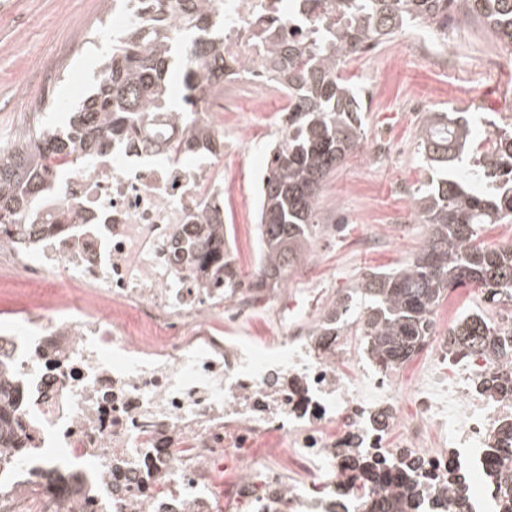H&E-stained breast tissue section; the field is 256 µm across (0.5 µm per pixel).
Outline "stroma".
Listing matches in <instances>:
<instances>
[{
    "instance_id": "obj_1",
    "label": "stroma",
    "mask_w": 512,
    "mask_h": 512,
    "mask_svg": "<svg viewBox=\"0 0 512 512\" xmlns=\"http://www.w3.org/2000/svg\"><path fill=\"white\" fill-rule=\"evenodd\" d=\"M112 0H0V147L36 126L59 129L93 93L102 61L112 51ZM408 32L379 44L373 61L349 60L344 75L356 87L377 81L378 100L365 112L360 152L330 176L318 202L314 238L320 257L292 270L289 300L311 288L324 291L323 306L352 288L365 272L390 269L421 247L425 227L398 224L412 208V193L426 178L417 153L422 114L412 111L423 96L430 112L464 111L476 137L501 122V104L512 97V67L496 77H475L470 63L505 54L484 25L467 24L463 38L440 67L412 59ZM52 98H45V91ZM245 102L261 99L271 121L241 143L240 155L224 162V231L230 254L244 280H252L259 253L255 175L266 164L267 148L280 136L282 96L240 87Z\"/></svg>"
}]
</instances>
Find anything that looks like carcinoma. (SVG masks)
Segmentation results:
<instances>
[{
    "label": "carcinoma",
    "mask_w": 512,
    "mask_h": 512,
    "mask_svg": "<svg viewBox=\"0 0 512 512\" xmlns=\"http://www.w3.org/2000/svg\"><path fill=\"white\" fill-rule=\"evenodd\" d=\"M312 28L296 39L272 42L269 61L283 67L288 81V118L284 133L267 157L256 184L261 265L250 288L259 292L281 283L305 256L317 232L315 215L323 184L361 144L364 104L355 86L340 73L348 49L373 43L421 22L448 28V9L463 19L481 20L497 39L512 48V0H308ZM168 11L180 17L173 26L139 0L140 18L112 43L98 85L63 129L32 131L0 147V225L37 224L46 197L59 191L64 167H78L112 147V136L150 122L164 112L186 125L183 151L212 148L214 135L197 123V93L224 80V0H171ZM179 67L181 104L171 102L168 82ZM492 146L479 151L462 112H427L418 130V150L433 177L413 194V205L426 227L419 251L391 271H370L322 314L316 336H336L349 312L359 308L358 333L389 364L410 360L433 335L434 311L448 290L475 284L494 303L512 305V244L477 243L484 224L512 223V131L495 127ZM476 154L480 191L456 174L454 162ZM202 233L177 236V260L212 267L224 277V295L242 287L224 243V214L213 207L198 216ZM448 350L477 352L492 359L512 356V332H496L480 314H467L448 331ZM0 386V449L21 423ZM499 459L512 464V429L502 433ZM388 460L361 465L370 479L385 478ZM413 482L401 490L370 497L363 512H424L414 504ZM503 509L512 512V472L486 483Z\"/></svg>",
    "instance_id": "1"
}]
</instances>
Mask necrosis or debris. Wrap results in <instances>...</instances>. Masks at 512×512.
<instances>
[{
    "mask_svg": "<svg viewBox=\"0 0 512 512\" xmlns=\"http://www.w3.org/2000/svg\"><path fill=\"white\" fill-rule=\"evenodd\" d=\"M284 0H224V83L266 87L265 40L307 31ZM181 125L154 115L114 136L110 153L66 170L72 223L18 236L0 226V282L24 302L0 309V358L25 423L24 454L0 469V512H359L389 481L357 480L355 449L424 465L423 505L448 499L449 474L492 479L494 446L512 424V397L481 382L503 365L452 353L445 331L403 381L363 337H316L313 298L274 303L278 336L239 335L249 292L225 297L204 269L175 263L176 237L224 198L219 143L190 159ZM164 141L154 154L144 137ZM62 449L60 468L47 454ZM288 458L298 479L279 467ZM238 465L225 483L221 465Z\"/></svg>",
    "mask_w": 512,
    "mask_h": 512,
    "instance_id": "1",
    "label": "necrosis or debris"
}]
</instances>
